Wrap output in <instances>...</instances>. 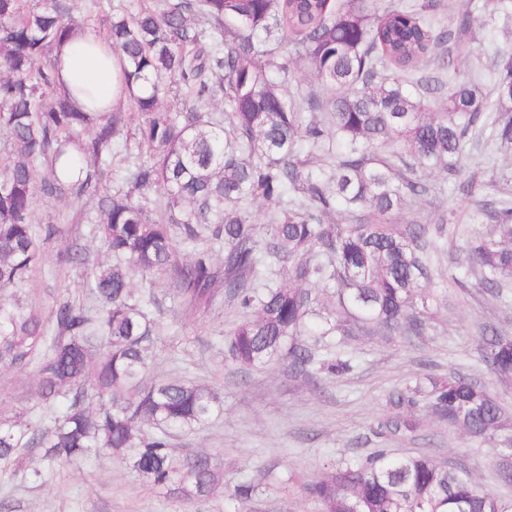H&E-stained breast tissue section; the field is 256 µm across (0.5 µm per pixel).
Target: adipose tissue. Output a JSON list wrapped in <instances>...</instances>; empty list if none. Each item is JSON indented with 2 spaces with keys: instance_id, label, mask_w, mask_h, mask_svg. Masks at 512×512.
<instances>
[{
  "instance_id": "ef3b65f1",
  "label": "adipose tissue",
  "mask_w": 512,
  "mask_h": 512,
  "mask_svg": "<svg viewBox=\"0 0 512 512\" xmlns=\"http://www.w3.org/2000/svg\"><path fill=\"white\" fill-rule=\"evenodd\" d=\"M58 88L78 110L99 112L121 96V62L92 32L75 33L56 50Z\"/></svg>"
}]
</instances>
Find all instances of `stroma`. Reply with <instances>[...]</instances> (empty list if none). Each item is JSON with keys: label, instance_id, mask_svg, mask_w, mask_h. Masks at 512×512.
I'll return each mask as SVG.
<instances>
[{"label": "stroma", "instance_id": "35a3bbf8", "mask_svg": "<svg viewBox=\"0 0 512 512\" xmlns=\"http://www.w3.org/2000/svg\"><path fill=\"white\" fill-rule=\"evenodd\" d=\"M484 0H440L441 19L468 11L476 16L475 38L456 55L455 65L477 79L485 95H493L497 69L494 53L512 47V0H504L495 20L481 19ZM460 178L474 180L477 195L455 190L445 173L427 172L433 185L428 197L410 203L396 220L401 224H447L436 235L431 255L435 279L443 292L424 336L348 335L336 337V351L351 358L353 368L328 376L320 388L296 373L288 360L242 370L225 358L224 332L239 316L235 303L218 297L206 313L196 314L173 298L165 275L134 278L136 295L150 300L159 324L151 348L149 378L185 379L220 390L222 411L190 432L174 431L176 454L189 450L211 455L224 471V489L212 497L184 502L176 494L152 488L121 454H104L59 467L40 481L32 469L42 468L39 455L23 464V472H0V498L8 512H239L229 492L246 479L262 487L248 512H316V504L300 488L314 479L326 460H347L384 448L395 455L427 453L448 467L472 474L485 488L512 503V484L497 476L498 443L486 442L448 426L430 409L417 412L414 433L377 437L379 421L394 417L396 388L427 374L455 372L484 386L512 413V380L496 376L478 361L484 328L493 326L512 336V283L500 294L478 285L473 271L457 264L460 253L490 226L480 210L482 199L512 202V151L500 150L488 138L467 141ZM459 178V179H460ZM53 218L61 236L47 242L40 269L12 290L13 295L51 311L59 296L90 304L95 267L109 255L94 233L97 214L91 205L40 199L36 222ZM87 257L81 266L65 262L70 246ZM34 368L0 369V408L29 418L40 408L34 395Z\"/></svg>", "mask_w": 512, "mask_h": 512}]
</instances>
